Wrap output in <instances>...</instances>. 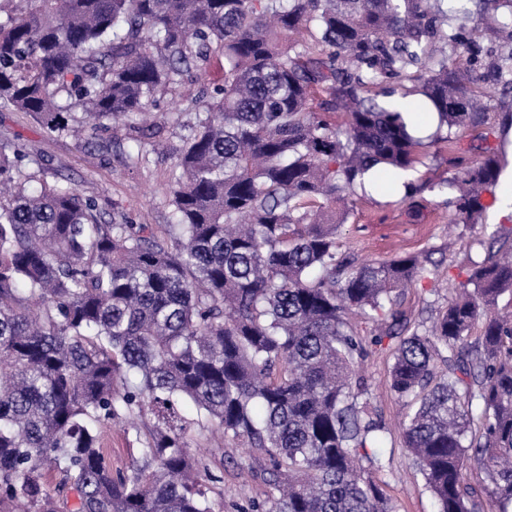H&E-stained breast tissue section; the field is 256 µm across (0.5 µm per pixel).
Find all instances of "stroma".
I'll use <instances>...</instances> for the list:
<instances>
[{"mask_svg": "<svg viewBox=\"0 0 512 512\" xmlns=\"http://www.w3.org/2000/svg\"><path fill=\"white\" fill-rule=\"evenodd\" d=\"M499 11L486 8L479 21L480 47L485 64L512 53V28L499 23ZM200 85L186 79L175 92H158L151 110L166 127L163 148L127 163L137 151L123 123L100 130L98 146H85L71 136L47 133L29 114L0 107V140L22 145L33 156L30 170L35 183L68 180L93 196L105 221L131 224H167L171 221L170 190L178 173V152L196 123L195 112L183 104L194 98ZM474 125L457 132L452 145L438 144L423 150L419 164L400 178L384 177L372 190L358 193L348 206L339 229L342 252L357 262L388 259L413 253L425 266L421 278L400 297L410 329L430 327L449 298L451 287L464 281V265L486 261L512 238L495 236V229L512 228V95H481ZM502 154L505 166L495 189V203L487 208L484 226L469 230L450 221L451 190L444 183L457 159L476 162L486 150ZM389 347L373 350L361 365L372 394V404L388 433L376 453L383 465L377 477L386 481V492L395 512H437V504L423 476L414 468L403 446L400 422L405 408L391 391ZM135 434L115 426L104 434L106 461L113 471H124L137 455ZM240 445L225 444L207 456L219 477L218 494L211 501L215 512H242L249 500H262L265 487L234 463Z\"/></svg>", "mask_w": 512, "mask_h": 512, "instance_id": "35a3bbf8", "label": "stroma"}]
</instances>
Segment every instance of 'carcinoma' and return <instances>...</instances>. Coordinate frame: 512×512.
<instances>
[{"instance_id":"cac0c4a2","label":"carcinoma","mask_w":512,"mask_h":512,"mask_svg":"<svg viewBox=\"0 0 512 512\" xmlns=\"http://www.w3.org/2000/svg\"><path fill=\"white\" fill-rule=\"evenodd\" d=\"M0 2V107L84 142L114 119L137 155L164 141L141 116L160 89L203 78L178 155L172 223H107L95 198L31 188L25 149L0 143V512H213L215 482L179 412L251 451L245 512H394L368 449L387 431L355 365L395 341L390 386L417 401L403 444L438 512H512V250L476 264L430 328L409 331L400 291L418 257L357 263L339 249L336 198L377 167L405 172L423 143L377 96L406 78L439 118L432 142L475 121L481 27L444 0ZM310 33L305 38L304 33ZM512 89V55L492 66ZM496 152L458 163L453 222L482 225ZM385 322L368 337L350 316ZM481 335L471 336L476 324ZM136 429L112 474L102 433ZM484 480L473 483L467 472ZM56 473L54 491L47 478Z\"/></svg>"}]
</instances>
